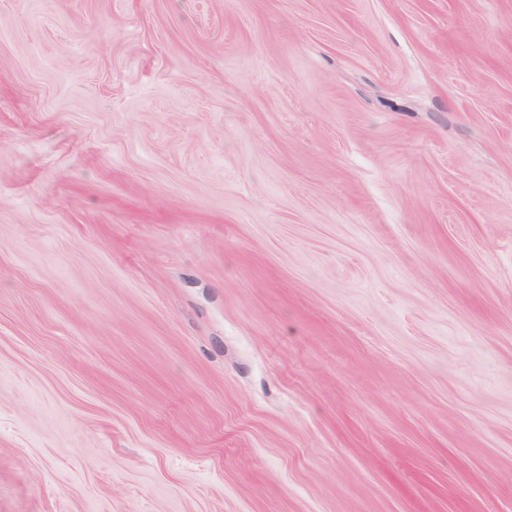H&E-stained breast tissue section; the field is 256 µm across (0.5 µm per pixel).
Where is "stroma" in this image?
<instances>
[{"label": "stroma", "instance_id": "stroma-1", "mask_svg": "<svg viewBox=\"0 0 512 512\" xmlns=\"http://www.w3.org/2000/svg\"><path fill=\"white\" fill-rule=\"evenodd\" d=\"M0 512H512V0H0Z\"/></svg>", "mask_w": 512, "mask_h": 512}]
</instances>
